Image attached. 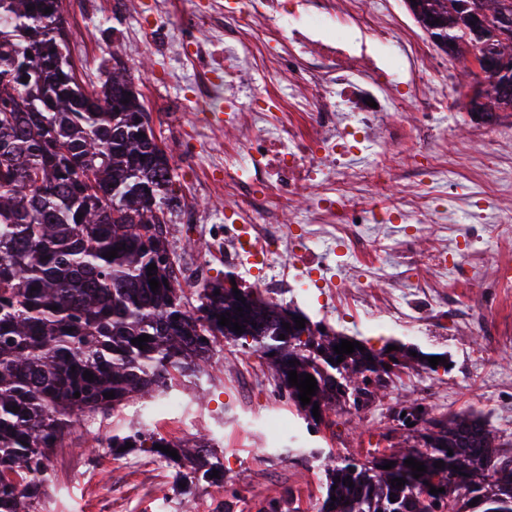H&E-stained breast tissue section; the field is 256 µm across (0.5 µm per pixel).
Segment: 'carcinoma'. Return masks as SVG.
Returning <instances> with one entry per match:
<instances>
[{"label":"carcinoma","mask_w":512,"mask_h":512,"mask_svg":"<svg viewBox=\"0 0 512 512\" xmlns=\"http://www.w3.org/2000/svg\"><path fill=\"white\" fill-rule=\"evenodd\" d=\"M454 2L406 0L424 29L438 18L481 46V22ZM68 43L60 0H0V512H37L55 449L89 419L170 395L186 381L204 399L203 379L226 343L266 361L308 429L326 423L348 397L355 406L370 402L396 369L412 363L438 372L403 345L340 356L333 347L347 336L308 317L296 328L301 311L234 286L229 276L187 294L175 259L167 257L168 225L181 214L176 173L135 76L114 66L88 90L76 79ZM482 86L489 108L512 111V93L491 74ZM113 249L110 260L105 254ZM151 278L159 281L155 292ZM228 313L245 332L219 325L218 316ZM144 334L149 341L131 343ZM291 370L314 376L311 403L301 404ZM86 371L94 380L84 379ZM111 391L114 397L105 398ZM392 420L403 441L363 460L311 452L323 469L319 512H512V441L482 416H436L401 403ZM86 443L114 453L131 443L174 464V487L185 494L224 479L211 440L201 436L174 441L128 428ZM408 458L424 463L421 477L405 466ZM390 461L391 469H381ZM432 486L444 491L434 495ZM292 502L287 490L259 512H291Z\"/></svg>","instance_id":"carcinoma-1"}]
</instances>
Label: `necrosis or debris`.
<instances>
[{
  "mask_svg": "<svg viewBox=\"0 0 512 512\" xmlns=\"http://www.w3.org/2000/svg\"><path fill=\"white\" fill-rule=\"evenodd\" d=\"M224 13V43L231 47L223 66H211L210 76L201 77L210 89L211 75H224V123L214 133L230 130L235 145L224 152V176L211 190L229 203V223L242 225L246 239L237 241L225 259L240 267L257 256L273 253L274 224L289 201L301 190L315 186L308 221L326 231H340L341 244L359 254L352 270L357 289L355 308H363L373 278L383 268L381 256L368 236L380 213L359 203V181L375 185L390 183L396 171L388 156L359 176L347 172L346 162L354 146L341 113L359 116L363 141L378 139L380 132L391 138H408L409 129L387 127L383 119L405 103L401 93L408 87L429 92L428 102L438 106L443 96L435 93L433 72L421 68L429 49L413 39L391 15L371 17L363 13L359 0H239L237 6L220 7L209 0L197 14L206 21L213 12ZM293 71L302 87L296 98L282 101L272 96L267 85L255 86L248 107H240L235 95L244 71L262 74L281 69ZM321 90L310 98L308 89ZM270 126L274 137H266L259 124ZM427 178L408 180L391 210L405 221L423 223L434 202L447 188L450 175L474 170L488 185L501 187L512 182V174L497 167L488 154H471L461 149L425 157ZM400 263L414 270V292L456 288L466 275L447 261L439 248L417 261L402 251Z\"/></svg>",
  "mask_w": 512,
  "mask_h": 512,
  "instance_id": "4bbe7bcc",
  "label": "necrosis or debris"
}]
</instances>
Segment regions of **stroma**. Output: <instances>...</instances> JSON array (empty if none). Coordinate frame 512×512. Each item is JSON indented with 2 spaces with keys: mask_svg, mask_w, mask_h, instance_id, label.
I'll return each mask as SVG.
<instances>
[{
  "mask_svg": "<svg viewBox=\"0 0 512 512\" xmlns=\"http://www.w3.org/2000/svg\"><path fill=\"white\" fill-rule=\"evenodd\" d=\"M149 2L62 0L77 75L92 90L106 68L124 65L134 73L178 175L176 192L185 208L178 223L169 228V241L188 286L228 272L242 285H256L261 278L258 269L231 270L213 259V247L224 239V197L199 187L202 171H219L231 145L230 139L213 138L208 119L209 114L223 111L224 87L212 86L203 99L190 97L188 90L199 78L198 64L185 62L179 76H172L169 60L142 35L145 24L156 20L148 11ZM425 64L435 69L438 91L448 100L429 121L444 150L452 153L467 144L484 153L499 138L512 137V114L488 125L470 112L478 70L463 67L436 47ZM463 224H490L502 234L512 233V190L485 195L476 175L461 171L450 190L445 217L423 224L414 246L424 254L430 245L448 244ZM370 233L387 249L383 274L371 290L370 314L343 317L340 295L317 285L302 295L289 294L288 302L311 320L374 348L397 340L427 353L447 354L448 371L399 370L386 395L361 408L350 404L337 408L333 423L317 433L300 426L277 435L270 421L295 420L294 406L276 387L264 359L224 345L210 371L207 398L197 401L193 386H180L181 404L174 413L179 431L158 428L167 437L176 433L211 438L224 464L221 486H201L187 498L176 493L171 467L156 456L132 451L116 457L107 448L93 453L81 450L88 434L103 436L115 428L142 424L144 406L136 402L118 416L96 417L89 430H76L72 447L56 449L50 462L53 481L38 512H157L160 502L164 512H258L267 499L287 489L297 497L300 512H318L323 473L307 457V449L330 448L340 456L362 458L374 447L401 442L388 419L399 402L421 404L435 415L475 412L484 405L492 425L512 438V304H501L503 290L491 276L499 254L497 238L484 240L475 273L456 290L461 304L477 307L480 322L456 332L436 322L434 312L441 304L436 297L422 302L424 323L419 328L378 326V319L388 311L387 293L402 294L408 282L399 262L400 225L376 224ZM309 246L322 277L347 278L354 261L339 259L333 239L316 235Z\"/></svg>",
  "mask_w": 512,
  "mask_h": 512,
  "instance_id": "stroma-1",
  "label": "stroma"
}]
</instances>
